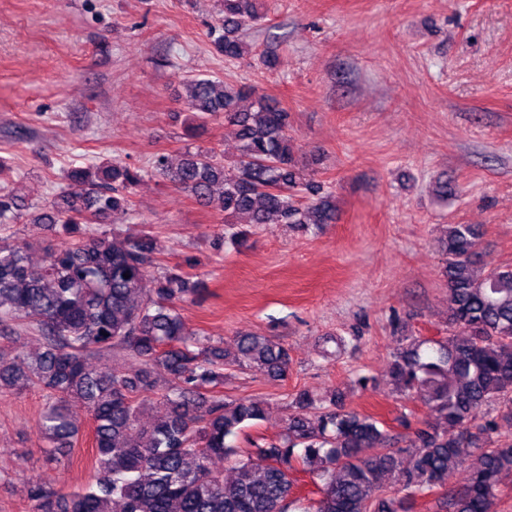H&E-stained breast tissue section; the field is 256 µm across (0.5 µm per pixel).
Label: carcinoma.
I'll use <instances>...</instances> for the list:
<instances>
[{
    "label": "carcinoma",
    "mask_w": 512,
    "mask_h": 512,
    "mask_svg": "<svg viewBox=\"0 0 512 512\" xmlns=\"http://www.w3.org/2000/svg\"><path fill=\"white\" fill-rule=\"evenodd\" d=\"M218 2L212 45L235 59L246 50L244 29L263 14L257 0ZM184 85L196 126L224 119L235 127L238 154L228 160L213 149L187 151L176 164L161 154L152 165L157 176L204 205L219 193L226 224L275 218L317 233L336 223L333 196L294 157L289 114L278 102L260 95L242 109L252 92L210 75ZM65 180L30 214L12 190L0 188V336H16L26 324L42 340L37 352L0 353V393L31 385L46 393L37 427L49 455L78 435L72 407L93 421L91 480L60 494L28 479L31 512H289L301 501L292 478L298 464L315 465L321 483V497L304 512H413L417 499L438 492L444 512H496L499 489L512 479V440H492L495 423L477 419L482 407L502 399L501 419L512 423V266L480 264L476 225L450 224L441 239L448 339L414 338L389 364L394 389L423 395L434 421L395 449L373 416L342 409L336 395L332 408L320 411L300 390L284 436L255 448L257 459L238 460L228 482L213 463L237 454L229 439L245 422L262 419L264 408L217 395L224 365L283 377L288 348L246 335L229 360L223 347L187 326L177 311L189 291L186 278L173 271L152 276V237L120 228L132 216L140 169L89 163L71 168ZM25 218L58 225L78 240L47 245L35 259L29 243L3 235ZM96 224L112 225V233ZM117 348L139 368L92 365ZM157 406L162 415L145 422V411ZM460 469L463 487L448 488Z\"/></svg>",
    "instance_id": "cac0c4a2"
}]
</instances>
